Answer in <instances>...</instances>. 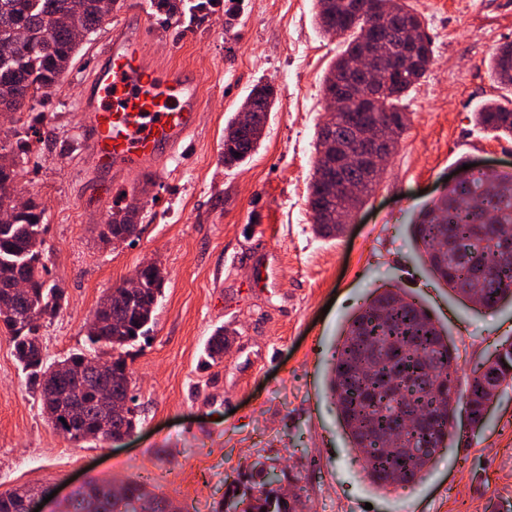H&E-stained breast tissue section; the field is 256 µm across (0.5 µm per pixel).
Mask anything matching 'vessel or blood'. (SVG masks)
Here are the masks:
<instances>
[{
	"instance_id": "b4317fda",
	"label": "vessel or blood",
	"mask_w": 512,
	"mask_h": 512,
	"mask_svg": "<svg viewBox=\"0 0 512 512\" xmlns=\"http://www.w3.org/2000/svg\"><path fill=\"white\" fill-rule=\"evenodd\" d=\"M146 14L112 23L79 96L83 152L98 170L134 174L181 158L196 128L202 89L186 67L155 60Z\"/></svg>"
}]
</instances>
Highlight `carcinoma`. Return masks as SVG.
Masks as SVG:
<instances>
[{"label":"carcinoma","instance_id":"obj_1","mask_svg":"<svg viewBox=\"0 0 512 512\" xmlns=\"http://www.w3.org/2000/svg\"><path fill=\"white\" fill-rule=\"evenodd\" d=\"M100 0H0V106L14 114H27L28 129L44 140L35 118V107L57 90L82 51L83 43L71 37L80 23L95 34L106 19ZM156 11L169 17L202 20L220 0H153ZM377 0H316L315 23L332 28L345 38L323 80V93L340 91L342 73L364 38H375L387 47L380 85L365 95H347L345 111L335 115L333 129L319 124L314 172L307 202L315 232L337 236L341 190L324 191L319 165L329 135L343 143L355 141L358 124L370 118L394 139H399L410 117L405 100L430 70L433 51L421 18L401 3L398 14L376 13ZM421 31L411 46L413 62L399 64L404 50L402 29ZM495 81L512 89V43L501 45L490 59ZM246 100L263 112L272 111L274 89L257 86ZM477 126L493 137L512 139V99L485 101L472 113ZM236 117L224 128V167H237L259 148L261 139L234 129ZM18 170H6L0 154V209L11 207ZM113 235L134 239L142 232L135 206L115 205L106 220ZM44 209L30 198L27 210L12 224H0V280L18 272L31 280V288L13 296L0 288V333L9 339L38 394L54 430L70 442L104 443L113 435L129 433L139 424L135 396H127L130 383L128 347L147 337L155 324V311L163 297L165 271L155 266L143 277L142 303L131 310L127 295L117 289L99 304L103 320H92L84 349L47 362L40 329L62 309L65 298L48 283L44 248ZM414 243L423 251L430 272L457 297L487 311L512 304V175L478 172L471 182L451 188L447 198L420 211L411 225ZM231 332L219 328L211 337L207 356L224 357ZM108 355L107 367L95 365L99 354ZM455 348L448 331L432 319L414 297L385 288L366 299L349 318L337 342L328 376V391L356 454L364 478L379 490L405 489L420 483L438 455L451 449L457 413L467 425L481 427L486 405L498 392L512 386V337L473 370L465 384L457 378ZM107 391L132 405L119 412L98 399ZM253 493H224L221 512H297L296 501L272 487L273 471L251 472ZM28 487L0 492V512H21ZM59 512H190L144 484L129 481L116 488L89 482L74 491Z\"/></svg>","mask_w":512,"mask_h":512}]
</instances>
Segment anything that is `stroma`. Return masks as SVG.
<instances>
[{
  "mask_svg": "<svg viewBox=\"0 0 512 512\" xmlns=\"http://www.w3.org/2000/svg\"><path fill=\"white\" fill-rule=\"evenodd\" d=\"M431 38L429 73L408 101L410 121L379 184L346 232L312 231L307 195L314 142L328 103L322 80L343 42L318 32L314 0H224L201 28L157 30L153 52L194 71L203 88L187 161L141 176L98 177L78 140V97L101 26L45 104L51 133L25 157L19 191L46 208L48 280L66 304L40 330L47 359L81 348L87 324L114 286L152 259L167 273L148 340L130 365L140 423L119 444H74L47 423L0 335V492L53 493L41 512L88 481L116 485L166 471L148 489L195 512H219L225 487L255 462L301 512H486L512 507V387L485 424L458 426L451 451L418 485L381 492L364 478L326 377L340 333L378 288L413 295L447 326L458 377L512 336V308L472 309L429 273L411 226L475 162L512 173V141L474 126L482 102L503 96L487 61L512 42V0H406ZM272 86L276 106L261 147L233 170L220 162L224 127L254 85ZM136 205L143 231L132 243L98 239L110 204ZM238 333L231 352L205 363L216 327Z\"/></svg>",
  "mask_w": 512,
  "mask_h": 512,
  "instance_id": "obj_1",
  "label": "stroma"
}]
</instances>
